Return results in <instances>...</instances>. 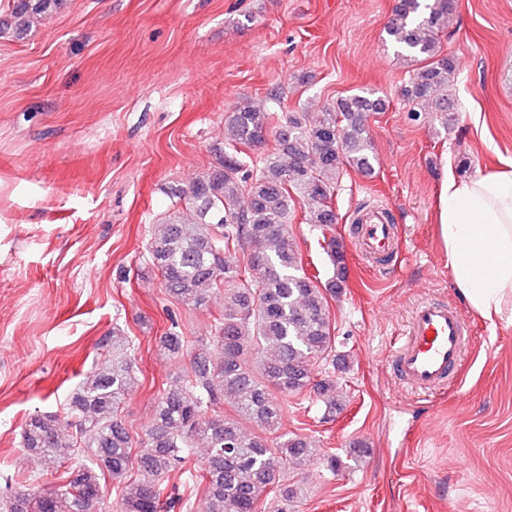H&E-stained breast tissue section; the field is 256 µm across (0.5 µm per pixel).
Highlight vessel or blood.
<instances>
[{
    "label": "vessel or blood",
    "instance_id": "1",
    "mask_svg": "<svg viewBox=\"0 0 512 512\" xmlns=\"http://www.w3.org/2000/svg\"><path fill=\"white\" fill-rule=\"evenodd\" d=\"M354 248L366 259L396 256L400 244L381 210H373L355 227ZM468 326L451 304L427 298L415 307L408 337L394 347L391 366L397 379L411 389L431 395L443 392L449 378L462 367Z\"/></svg>",
    "mask_w": 512,
    "mask_h": 512
}]
</instances>
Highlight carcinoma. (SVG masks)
Wrapping results in <instances>:
<instances>
[{
    "label": "carcinoma",
    "mask_w": 512,
    "mask_h": 512,
    "mask_svg": "<svg viewBox=\"0 0 512 512\" xmlns=\"http://www.w3.org/2000/svg\"><path fill=\"white\" fill-rule=\"evenodd\" d=\"M65 0H7L0 32L22 18L49 16ZM457 0H395L386 27L390 42L413 62L400 95L413 112H438L448 126V81L458 68L441 37ZM388 107L375 92L343 96L307 112H278L245 99L224 119V138L188 190L152 225L147 259L166 296L189 310L224 304L209 315L201 336L175 322L159 336V350L189 358L154 404L144 437L134 439L121 417L137 375V338L114 327L103 362L71 392L66 416L43 413L25 423L19 447L43 462L54 481L33 484L11 475L14 491L0 497V512H92L106 479L116 484V512H192L188 490L203 487L206 512H288L301 487L288 471L318 455L315 441L281 431L288 397L314 393L331 416L341 403L336 379L317 378L314 365L340 362L328 297L346 288L343 242L333 200L340 178L353 168L369 174L376 156L368 118ZM274 140L260 165L247 149ZM193 221L180 216L179 205ZM322 237L332 276L322 282L304 269L290 224ZM201 470L187 464L198 445Z\"/></svg>",
    "instance_id": "carcinoma-1"
}]
</instances>
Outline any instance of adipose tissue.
<instances>
[{
	"label": "adipose tissue",
	"instance_id": "1",
	"mask_svg": "<svg viewBox=\"0 0 512 512\" xmlns=\"http://www.w3.org/2000/svg\"><path fill=\"white\" fill-rule=\"evenodd\" d=\"M437 222L454 287L484 320L512 323V158L467 179L446 172Z\"/></svg>",
	"mask_w": 512,
	"mask_h": 512
}]
</instances>
